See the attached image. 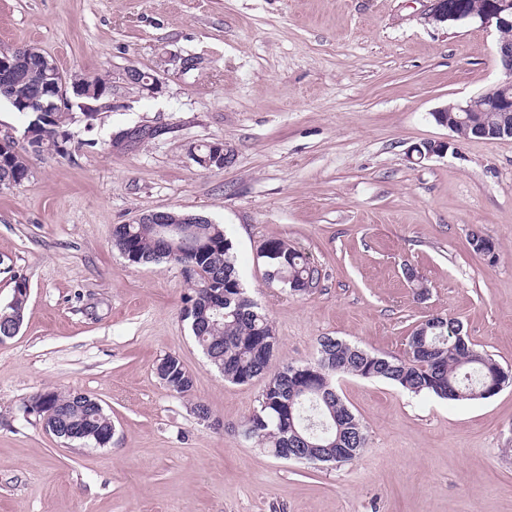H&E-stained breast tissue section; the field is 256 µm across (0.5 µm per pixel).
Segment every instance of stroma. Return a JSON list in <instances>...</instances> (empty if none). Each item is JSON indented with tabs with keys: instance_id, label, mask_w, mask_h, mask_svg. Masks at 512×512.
Segmentation results:
<instances>
[{
	"instance_id": "obj_1",
	"label": "stroma",
	"mask_w": 512,
	"mask_h": 512,
	"mask_svg": "<svg viewBox=\"0 0 512 512\" xmlns=\"http://www.w3.org/2000/svg\"><path fill=\"white\" fill-rule=\"evenodd\" d=\"M428 6L0 0V48L37 47L67 73L135 65L161 80L155 94L116 84L93 118L74 110L69 155L26 153L27 179L0 189V304L28 288L18 333L0 342V512H512V384L450 401L345 376L339 393L368 430L361 457H274L242 434L266 378L225 381L183 318V266L132 263L112 238L151 211L225 227L278 338L274 372L312 359L325 336L403 356L437 314L512 371V140L408 157L452 140L435 108L504 80L497 35L431 24ZM187 55L202 65L178 74ZM142 123L171 131L111 150L113 134ZM216 141L232 164L201 168L193 151ZM477 230L495 262L470 246ZM272 239L318 267L308 295L266 283L258 250ZM169 355L190 394L157 377ZM48 390L96 398L110 443L49 432L30 408Z\"/></svg>"
}]
</instances>
